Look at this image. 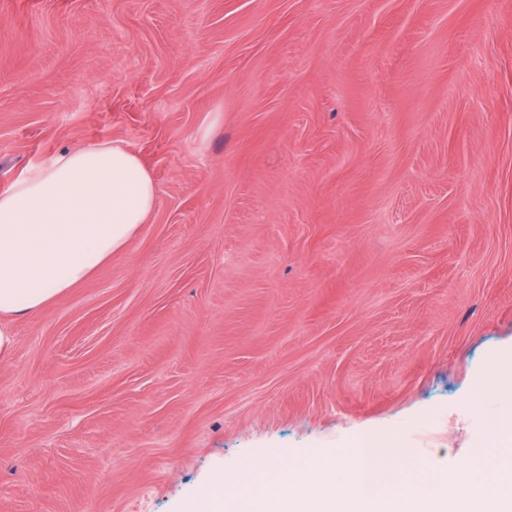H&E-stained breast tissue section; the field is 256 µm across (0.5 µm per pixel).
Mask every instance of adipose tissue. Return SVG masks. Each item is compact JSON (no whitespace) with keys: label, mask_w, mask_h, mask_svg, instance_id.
Wrapping results in <instances>:
<instances>
[{"label":"adipose tissue","mask_w":512,"mask_h":512,"mask_svg":"<svg viewBox=\"0 0 512 512\" xmlns=\"http://www.w3.org/2000/svg\"><path fill=\"white\" fill-rule=\"evenodd\" d=\"M157 187L118 142L58 153L0 192V359L7 318L35 314L123 250L152 216Z\"/></svg>","instance_id":"1"}]
</instances>
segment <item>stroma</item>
Returning <instances> with one entry per match:
<instances>
[{
    "mask_svg": "<svg viewBox=\"0 0 512 512\" xmlns=\"http://www.w3.org/2000/svg\"><path fill=\"white\" fill-rule=\"evenodd\" d=\"M112 141L156 209L12 322L0 512H184L370 436L458 470L490 445L512 0H0V191Z\"/></svg>",
    "mask_w": 512,
    "mask_h": 512,
    "instance_id": "1",
    "label": "stroma"
}]
</instances>
